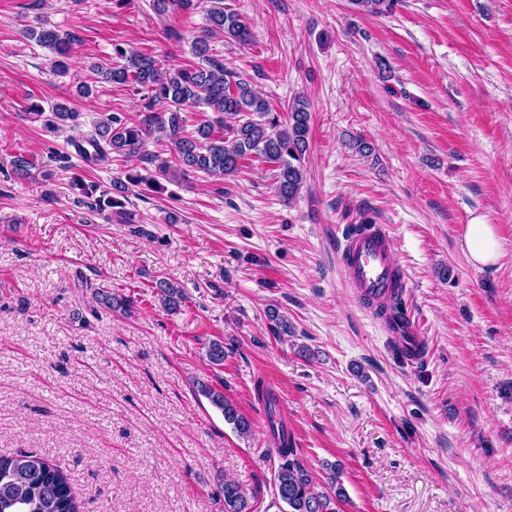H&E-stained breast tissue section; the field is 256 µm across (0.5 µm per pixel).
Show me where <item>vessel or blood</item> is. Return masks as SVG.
<instances>
[{"instance_id":"obj_1","label":"vessel or blood","mask_w":512,"mask_h":512,"mask_svg":"<svg viewBox=\"0 0 512 512\" xmlns=\"http://www.w3.org/2000/svg\"><path fill=\"white\" fill-rule=\"evenodd\" d=\"M340 264L346 285L359 302L379 304L407 288V277L393 256L383 225L363 224L346 234L341 243ZM389 327L399 341L402 358L419 360L425 340L410 315L392 320Z\"/></svg>"}]
</instances>
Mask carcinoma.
I'll return each instance as SVG.
<instances>
[{"instance_id":"obj_1","label":"carcinoma","mask_w":512,"mask_h":512,"mask_svg":"<svg viewBox=\"0 0 512 512\" xmlns=\"http://www.w3.org/2000/svg\"><path fill=\"white\" fill-rule=\"evenodd\" d=\"M160 14L169 11H206L208 28L195 42L194 53L202 65L167 69L155 57L113 47V55L122 63L95 62L90 65L92 80L134 86L143 94L145 112L132 118L112 113L100 118L94 130L77 144V153L88 166L101 165L111 155L134 157L137 166L125 179L113 182L114 196L99 197L93 209L109 212L122 224L136 223L135 214L125 209L121 197L129 187L142 184L149 191L160 188V180L176 173L203 172L217 179L235 177L253 162L272 167L274 188L280 201L288 205L304 183L303 161L310 146L311 113L307 104L296 100L286 112L273 111L270 102L254 92L248 81L224 67L209 55L208 39L215 35L245 45L252 32L238 14L224 7V0H153ZM24 34L50 53L53 74L68 76L71 68L70 48L74 37L54 29L27 28ZM193 107L205 106L213 116L200 120L195 130L186 131V117L180 112H157L166 103ZM41 123L43 130L55 135L65 127H80V113L64 104L49 109L35 105L25 113ZM163 145L174 156L176 166L156 152L145 149L148 140ZM161 305L173 311L186 301L182 288L173 282H155ZM269 330L281 337L293 333L288 317L276 307L267 310ZM196 391L219 409L224 421L235 432L246 436L249 420L227 399L224 393L204 381H196ZM270 436L276 445L279 461L274 473L275 499L288 506V512H342L346 491L340 481L337 464H326L323 482H318L293 447L283 424L273 410H268ZM224 512H250L237 483H223ZM0 512H82L67 475L50 460L27 453L0 456Z\"/></svg>"}]
</instances>
